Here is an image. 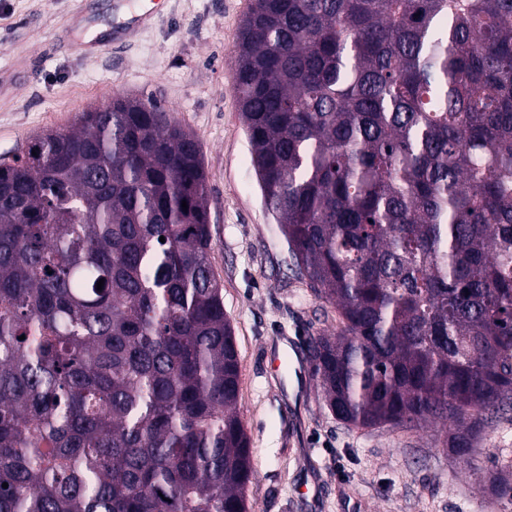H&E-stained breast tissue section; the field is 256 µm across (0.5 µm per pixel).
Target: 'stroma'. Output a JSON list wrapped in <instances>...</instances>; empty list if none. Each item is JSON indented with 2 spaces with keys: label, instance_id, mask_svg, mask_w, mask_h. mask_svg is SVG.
Listing matches in <instances>:
<instances>
[{
  "label": "stroma",
  "instance_id": "35a3bbf8",
  "mask_svg": "<svg viewBox=\"0 0 512 512\" xmlns=\"http://www.w3.org/2000/svg\"><path fill=\"white\" fill-rule=\"evenodd\" d=\"M113 0H0V155L63 128L114 93L152 98L198 139L211 199V262L240 357L239 408L251 439V512H504L511 497L476 474L512 472V407L486 424L469 460L446 425L357 428L297 386L310 337L340 328L336 309L295 273L262 200L233 83L253 0H162L149 25L95 53Z\"/></svg>",
  "mask_w": 512,
  "mask_h": 512
}]
</instances>
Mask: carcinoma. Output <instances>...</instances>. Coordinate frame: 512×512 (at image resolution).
Listing matches in <instances>:
<instances>
[{"mask_svg":"<svg viewBox=\"0 0 512 512\" xmlns=\"http://www.w3.org/2000/svg\"><path fill=\"white\" fill-rule=\"evenodd\" d=\"M234 80L266 209L341 320L307 342L323 404L448 423L468 457L512 404V0H254ZM210 214L151 98L0 156V512H250Z\"/></svg>","mask_w":512,"mask_h":512,"instance_id":"1","label":"carcinoma"}]
</instances>
